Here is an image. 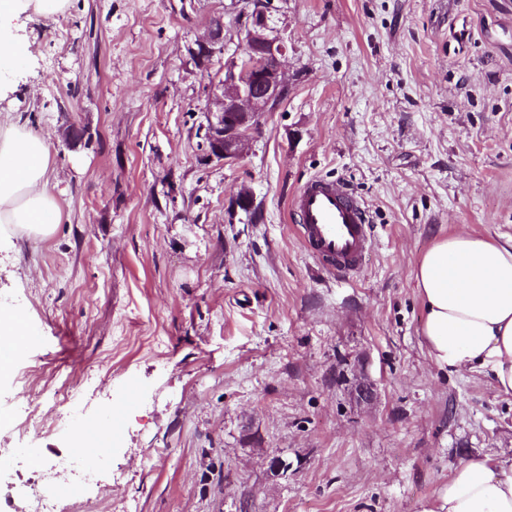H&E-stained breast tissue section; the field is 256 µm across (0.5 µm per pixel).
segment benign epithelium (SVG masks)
Here are the masks:
<instances>
[{"mask_svg":"<svg viewBox=\"0 0 512 512\" xmlns=\"http://www.w3.org/2000/svg\"><path fill=\"white\" fill-rule=\"evenodd\" d=\"M223 45L224 21L217 17L188 52L202 70ZM285 53L280 39L271 35L263 9L255 8L245 34L243 57L224 67V76L213 83L205 126L211 158L226 165L243 158L260 118L275 111L288 90Z\"/></svg>","mask_w":512,"mask_h":512,"instance_id":"7a95c632","label":"benign epithelium"}]
</instances>
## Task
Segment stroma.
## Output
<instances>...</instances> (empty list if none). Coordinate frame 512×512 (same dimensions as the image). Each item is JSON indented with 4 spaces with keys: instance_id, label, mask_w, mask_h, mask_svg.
<instances>
[{
    "instance_id": "stroma-1",
    "label": "stroma",
    "mask_w": 512,
    "mask_h": 512,
    "mask_svg": "<svg viewBox=\"0 0 512 512\" xmlns=\"http://www.w3.org/2000/svg\"><path fill=\"white\" fill-rule=\"evenodd\" d=\"M260 1L289 93L226 165L210 86ZM218 16L205 76L188 48ZM16 35L40 48L0 84L49 143L59 222L0 243V309L40 338L0 373V512L38 487L27 454H70L75 431H18L54 417L56 374L97 428L135 393L99 512H420L469 456L512 461V396L434 364L414 279L442 237H512V0H69ZM314 176L371 216L346 280L293 227Z\"/></svg>"
}]
</instances>
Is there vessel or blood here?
Segmentation results:
<instances>
[{
    "instance_id": "b4317fda",
    "label": "vessel or blood",
    "mask_w": 512,
    "mask_h": 512,
    "mask_svg": "<svg viewBox=\"0 0 512 512\" xmlns=\"http://www.w3.org/2000/svg\"><path fill=\"white\" fill-rule=\"evenodd\" d=\"M291 211L305 250L328 273H359L373 245V229L367 206L345 184L311 178L294 194Z\"/></svg>"
}]
</instances>
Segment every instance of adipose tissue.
I'll list each match as a JSON object with an SVG mask.
<instances>
[{"mask_svg":"<svg viewBox=\"0 0 512 512\" xmlns=\"http://www.w3.org/2000/svg\"><path fill=\"white\" fill-rule=\"evenodd\" d=\"M69 0H0V63L34 56L12 34L23 14L52 17ZM46 138L13 123L0 125V235L53 233L59 210L47 190ZM423 308L421 335L442 368L486 373L512 396V239L457 233L431 245L415 272ZM421 512H512V463L489 455L468 459Z\"/></svg>","mask_w":512,"mask_h":512,"instance_id":"adipose-tissue-1","label":"adipose tissue"}]
</instances>
